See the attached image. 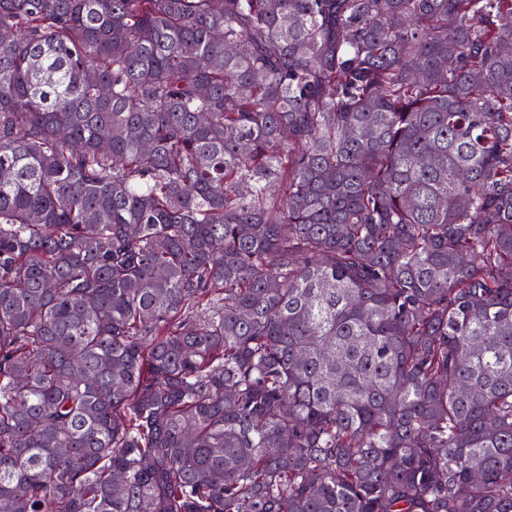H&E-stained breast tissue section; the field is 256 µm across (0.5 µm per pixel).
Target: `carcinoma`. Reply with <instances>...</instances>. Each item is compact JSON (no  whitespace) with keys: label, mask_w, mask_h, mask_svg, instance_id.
<instances>
[{"label":"carcinoma","mask_w":512,"mask_h":512,"mask_svg":"<svg viewBox=\"0 0 512 512\" xmlns=\"http://www.w3.org/2000/svg\"><path fill=\"white\" fill-rule=\"evenodd\" d=\"M0 504L512 512V0H0Z\"/></svg>","instance_id":"carcinoma-1"}]
</instances>
